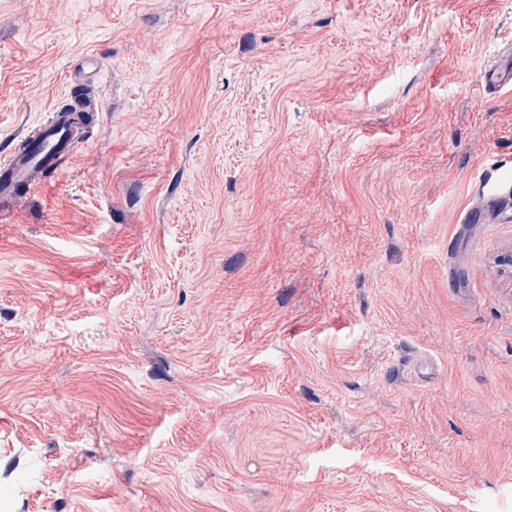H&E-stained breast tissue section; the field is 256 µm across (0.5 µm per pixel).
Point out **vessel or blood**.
Returning a JSON list of instances; mask_svg holds the SVG:
<instances>
[{"mask_svg": "<svg viewBox=\"0 0 512 512\" xmlns=\"http://www.w3.org/2000/svg\"><path fill=\"white\" fill-rule=\"evenodd\" d=\"M486 89L496 91L512 83V51L504 61L483 67ZM29 148L0 158V203L11 204L19 193L44 185L49 173L70 159L79 141L74 116L65 108H51L46 118L24 135Z\"/></svg>", "mask_w": 512, "mask_h": 512, "instance_id": "1", "label": "vessel or blood"}]
</instances>
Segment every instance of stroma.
Returning a JSON list of instances; mask_svg holds the SVG:
<instances>
[{"label":"stroma","mask_w":512,"mask_h":512,"mask_svg":"<svg viewBox=\"0 0 512 512\" xmlns=\"http://www.w3.org/2000/svg\"><path fill=\"white\" fill-rule=\"evenodd\" d=\"M512 0H0V512H512ZM94 53V87L75 74ZM512 51L507 50L506 59L497 64L485 66L481 71V78L486 89L497 91L505 85L512 86ZM29 148L0 159V203L11 204L22 193H31L45 184L46 176L70 159L80 138L74 116L53 106L46 118L24 135ZM21 191V192H20Z\"/></svg>","instance_id":"1"}]
</instances>
